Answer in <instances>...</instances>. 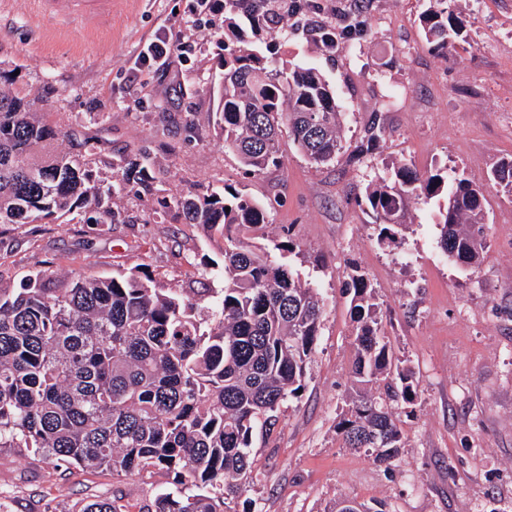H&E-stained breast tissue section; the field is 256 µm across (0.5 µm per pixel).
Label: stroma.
<instances>
[{
  "label": "stroma",
  "instance_id": "obj_1",
  "mask_svg": "<svg viewBox=\"0 0 512 512\" xmlns=\"http://www.w3.org/2000/svg\"><path fill=\"white\" fill-rule=\"evenodd\" d=\"M318 19L363 20L361 37L339 38L334 56L305 31L288 30L289 59L318 67L344 112L353 148L372 119L384 136L356 165L312 166L291 143L282 164L245 176L214 122L222 70L224 12L198 0H112V28L88 35L39 15L35 0H0V68L13 90L39 98L45 121L96 148L88 168L111 184L120 158L147 156L155 193L124 191L114 224L0 226V287L49 268L65 276H109L142 264L156 287L184 294L221 291L224 241L163 212L158 195L230 186L269 206L270 238H292L280 255L325 301L320 336L300 401L282 408L272 434H256L248 495L263 512H336L341 501L384 503L387 512H512V199L487 176L512 156V0H452L461 38L431 50L418 23L424 0H321ZM160 37L181 43L168 64L143 66ZM426 172L443 165L486 186L485 246L478 267L460 272L436 245L430 209L408 204L399 250L380 244L358 206L386 163ZM410 254L409 265L398 263ZM356 261L376 292L382 329L414 376V413L399 410L405 446L384 464L348 448L336 421L352 393L350 298ZM163 473L138 480L106 470L61 473L34 454L0 450V503L6 512H70L82 499L122 495L133 502L169 488Z\"/></svg>",
  "mask_w": 512,
  "mask_h": 512
}]
</instances>
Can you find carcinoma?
Returning <instances> with one entry per match:
<instances>
[{
  "label": "carcinoma",
  "mask_w": 512,
  "mask_h": 512,
  "mask_svg": "<svg viewBox=\"0 0 512 512\" xmlns=\"http://www.w3.org/2000/svg\"><path fill=\"white\" fill-rule=\"evenodd\" d=\"M419 22L429 45L459 35L448 0H425ZM313 5L299 0H224V58L215 123L224 148L245 173L258 175L281 159L288 141L316 166L371 153L384 130L371 122L365 140L347 151L344 113L322 73L268 56L262 35L282 32L290 14ZM313 40L336 51V26L323 22ZM67 134L47 124L34 101L0 90V224L95 214L112 224V198L135 183L154 190L146 158L125 160L120 178L104 188L86 163L49 146ZM512 197V158L488 176ZM438 204L437 247L460 270L478 266L484 247L485 188L448 168L422 173L404 161L386 166L358 205L366 207L381 242L398 247L408 225L404 205ZM186 224L224 238V288L211 318L198 302L153 286L136 265L112 276L69 275L57 286L51 269L30 275L16 291L0 288V449L24 448L54 468L107 470L117 476L164 471L173 488L140 505L92 499L75 512H234L228 497L250 485L253 438L270 433L281 409L301 398L324 303L290 265L254 245L270 224L269 208L228 186L210 193L162 198ZM353 381L384 385L385 397L355 392L336 429L348 448L390 462L403 448L391 403L417 405L411 370L385 340L375 288L349 266ZM193 493L185 495L182 487Z\"/></svg>",
  "instance_id": "1"
}]
</instances>
